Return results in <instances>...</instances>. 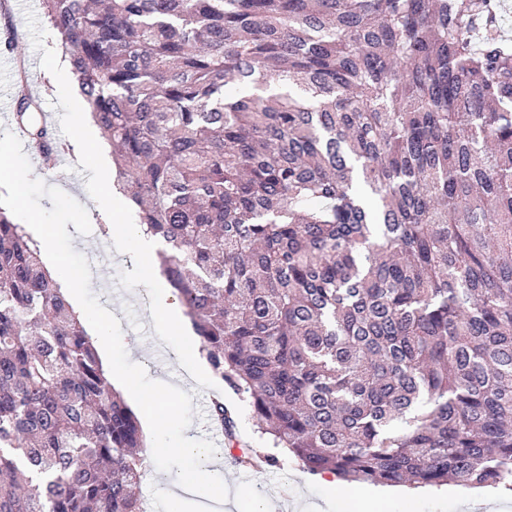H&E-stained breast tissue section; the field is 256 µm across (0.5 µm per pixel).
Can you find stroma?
I'll list each match as a JSON object with an SVG mask.
<instances>
[{
  "label": "stroma",
  "instance_id": "1",
  "mask_svg": "<svg viewBox=\"0 0 512 512\" xmlns=\"http://www.w3.org/2000/svg\"><path fill=\"white\" fill-rule=\"evenodd\" d=\"M8 35L13 38L12 58L24 64L37 63L39 71L33 89L40 94L43 110L54 117V132L74 146L66 164L54 170H43L39 161H32V175L60 188L86 209H93L99 192L92 170L94 148L77 140L73 115L56 93L44 90V67L49 59L62 55L63 48L56 32L44 20L41 0H5L0 6V40ZM100 241L95 232L72 236L73 248L89 261L92 291L100 304L119 320L124 341L135 344L129 354L131 361L142 365L151 379L179 384L192 393V404L199 412L192 417L191 431L206 446L224 448V441L213 439L209 420V400L218 379L210 374L195 382L183 378L178 342L164 338L148 317L147 287L141 278L136 251L113 244L109 247L110 258L105 259L97 253ZM279 459L278 466L253 469L223 458L218 475L224 480L226 502L210 500L202 493L185 500L187 512H248L249 502L254 498L264 500L269 512H327L328 495L340 498L355 491L354 486L340 485L334 493H327L315 476L304 472L288 452H280ZM479 501V493L451 483L408 498L389 500L384 512H478Z\"/></svg>",
  "mask_w": 512,
  "mask_h": 512
}]
</instances>
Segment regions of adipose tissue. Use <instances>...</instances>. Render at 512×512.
Listing matches in <instances>:
<instances>
[{
	"label": "adipose tissue",
	"instance_id": "1",
	"mask_svg": "<svg viewBox=\"0 0 512 512\" xmlns=\"http://www.w3.org/2000/svg\"><path fill=\"white\" fill-rule=\"evenodd\" d=\"M93 170L100 186L97 208L110 222L109 234L112 241L129 244L136 249L141 260V275L151 287L150 315L156 326L167 336L180 341L184 371L190 375L197 374L199 353L186 335L187 322L171 290L163 285L157 275L155 258L159 244L156 238L147 234L141 225L123 223L127 201L116 184L108 159L103 158L94 163ZM169 452L190 462L181 478L180 489L183 494L192 495L205 490L213 498H223V485L210 481L213 472L210 448L201 444L199 439L185 437L170 447Z\"/></svg>",
	"mask_w": 512,
	"mask_h": 512
}]
</instances>
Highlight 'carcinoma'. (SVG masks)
<instances>
[{
	"label": "carcinoma",
	"instance_id": "obj_1",
	"mask_svg": "<svg viewBox=\"0 0 512 512\" xmlns=\"http://www.w3.org/2000/svg\"><path fill=\"white\" fill-rule=\"evenodd\" d=\"M499 2L42 0L201 354L310 474L512 490ZM13 118L44 167L69 149L24 83ZM149 462L0 207V512H143Z\"/></svg>",
	"mask_w": 512,
	"mask_h": 512
}]
</instances>
